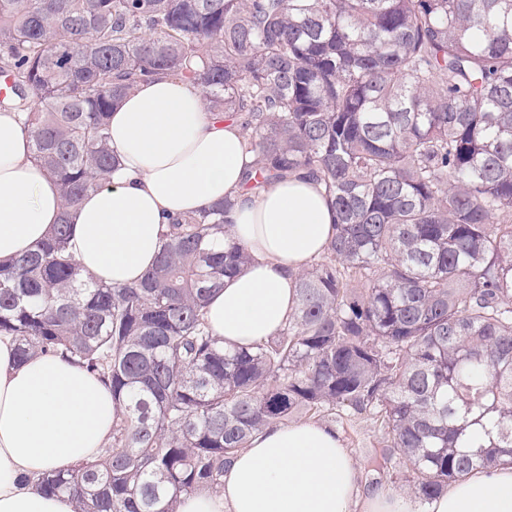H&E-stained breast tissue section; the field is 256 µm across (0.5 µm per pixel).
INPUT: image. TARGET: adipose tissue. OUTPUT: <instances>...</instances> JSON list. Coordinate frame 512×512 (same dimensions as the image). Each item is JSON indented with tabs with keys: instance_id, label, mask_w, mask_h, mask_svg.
Returning a JSON list of instances; mask_svg holds the SVG:
<instances>
[{
	"instance_id": "1",
	"label": "adipose tissue",
	"mask_w": 512,
	"mask_h": 512,
	"mask_svg": "<svg viewBox=\"0 0 512 512\" xmlns=\"http://www.w3.org/2000/svg\"><path fill=\"white\" fill-rule=\"evenodd\" d=\"M110 145L118 163L109 183L67 209L16 112L0 109V263L30 250L65 214L85 273L133 283L153 264L165 224L228 198L231 235L250 260L210 299V331L228 348L275 336L297 306L296 276L334 234L323 186L292 176L248 188L258 154L238 122L171 75L114 106ZM118 413L98 375L61 354L18 362L12 338L0 336V512H74L69 495L43 493L32 480L99 456ZM178 512L408 510L396 495L363 492L360 467L335 428L308 420L257 435L225 472L223 489L183 496ZM430 512H512V467L452 483Z\"/></svg>"
}]
</instances>
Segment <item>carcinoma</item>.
I'll return each mask as SVG.
<instances>
[{"mask_svg": "<svg viewBox=\"0 0 512 512\" xmlns=\"http://www.w3.org/2000/svg\"><path fill=\"white\" fill-rule=\"evenodd\" d=\"M0 72L64 209L106 185L114 105L160 74L234 117L253 185L322 183L326 251L274 337L226 349L209 299L248 260L229 199L175 218L138 282L97 284L67 216L0 266V334L65 354L121 411L99 458L48 473L76 512H176L258 432L366 415L372 471L422 504L512 464V0H0Z\"/></svg>", "mask_w": 512, "mask_h": 512, "instance_id": "carcinoma-1", "label": "carcinoma"}]
</instances>
